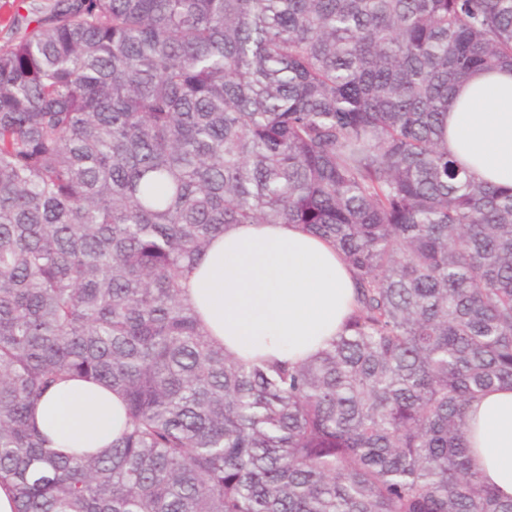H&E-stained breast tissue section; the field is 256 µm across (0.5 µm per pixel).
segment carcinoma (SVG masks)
Here are the masks:
<instances>
[{
  "instance_id": "obj_1",
  "label": "carcinoma",
  "mask_w": 512,
  "mask_h": 512,
  "mask_svg": "<svg viewBox=\"0 0 512 512\" xmlns=\"http://www.w3.org/2000/svg\"><path fill=\"white\" fill-rule=\"evenodd\" d=\"M0 46V481L15 512H512L466 411L512 385V187L442 147L512 68V0H18ZM229 224H299L353 273L317 357L246 364L185 294ZM105 384L127 427L31 419ZM34 418L60 453L104 454L123 430L126 411L119 393L101 384L69 378L37 403Z\"/></svg>"
}]
</instances>
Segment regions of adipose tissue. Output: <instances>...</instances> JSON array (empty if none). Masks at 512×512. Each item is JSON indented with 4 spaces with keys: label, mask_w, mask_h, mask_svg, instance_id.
I'll return each mask as SVG.
<instances>
[{
    "label": "adipose tissue",
    "mask_w": 512,
    "mask_h": 512,
    "mask_svg": "<svg viewBox=\"0 0 512 512\" xmlns=\"http://www.w3.org/2000/svg\"><path fill=\"white\" fill-rule=\"evenodd\" d=\"M442 145L477 179L512 185V68L460 85ZM186 294L213 340L245 361L314 358L342 331L354 280L335 247L297 224H232L190 274ZM63 454L106 453L123 430L120 394L80 378L57 384L34 409ZM466 436L473 464L512 498V387L472 401Z\"/></svg>",
    "instance_id": "obj_1"
}]
</instances>
